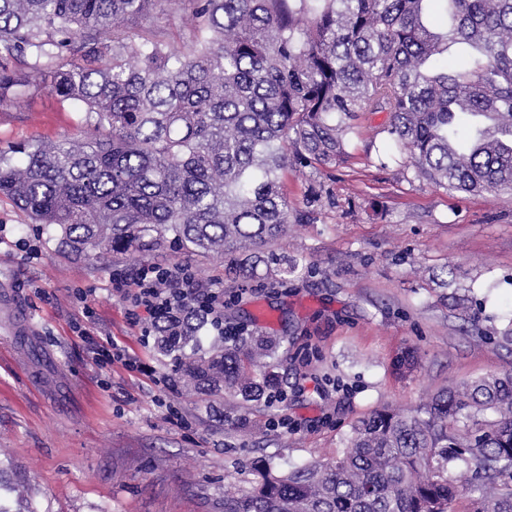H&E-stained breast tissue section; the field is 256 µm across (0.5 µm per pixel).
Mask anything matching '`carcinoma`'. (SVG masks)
<instances>
[{"label": "carcinoma", "mask_w": 512, "mask_h": 512, "mask_svg": "<svg viewBox=\"0 0 512 512\" xmlns=\"http://www.w3.org/2000/svg\"><path fill=\"white\" fill-rule=\"evenodd\" d=\"M186 41L145 36L157 14ZM469 64H441L450 48ZM46 92L89 131L0 149V196L76 257L162 246L232 255L256 275L288 237L282 173L347 154L361 112H387L383 151L439 187L512 193V0H0V106ZM195 385L259 402L279 384V343L200 352L199 323L158 329ZM512 512V372L442 388L413 411L354 423L345 451L288 472L262 466L224 512Z\"/></svg>", "instance_id": "carcinoma-1"}]
</instances>
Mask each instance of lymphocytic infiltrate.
<instances>
[{
    "mask_svg": "<svg viewBox=\"0 0 512 512\" xmlns=\"http://www.w3.org/2000/svg\"><path fill=\"white\" fill-rule=\"evenodd\" d=\"M110 283L113 295L125 305L129 323L140 327L141 341H148L160 327L178 334L183 318L197 315L205 318L214 335L229 338L235 334L234 329L224 325L223 286L216 280H202L191 265L165 267L147 262L128 271H114ZM74 297L82 306V316L73 320L70 328L74 335L88 342L96 366L103 368L120 361L153 377L155 385L172 387L171 376L157 375L155 368L132 357L112 339L98 341L97 317L89 292L78 290Z\"/></svg>",
    "mask_w": 512,
    "mask_h": 512,
    "instance_id": "lymphocytic-infiltrate-1",
    "label": "lymphocytic infiltrate"
}]
</instances>
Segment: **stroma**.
I'll return each instance as SVG.
<instances>
[{
  "mask_svg": "<svg viewBox=\"0 0 512 512\" xmlns=\"http://www.w3.org/2000/svg\"><path fill=\"white\" fill-rule=\"evenodd\" d=\"M84 121L78 105L27 94L0 111V147L70 135ZM387 123V113H360L333 170L290 161L283 183L299 215L291 236L269 247L299 262L285 280L263 264L256 278L234 277L225 257L170 241L106 265L74 257L0 196V293L15 291L33 335L21 345L0 306V471L15 485L14 507L224 512L225 488L250 489L257 465L335 460L352 424L376 409H414L448 383L512 371L501 341L512 324V195L451 192L380 162L369 144ZM144 262L189 264L220 280L226 326L282 341L286 410L200 392L174 360L141 344L109 277ZM447 264L463 303L432 279ZM77 288L92 292L100 331L171 375L172 389L119 363H92L70 330ZM408 349L418 366L403 374L395 362ZM171 407L186 428L169 423ZM283 413L287 427H272Z\"/></svg>",
  "mask_w": 512,
  "mask_h": 512,
  "instance_id": "stroma-1",
  "label": "stroma"
}]
</instances>
